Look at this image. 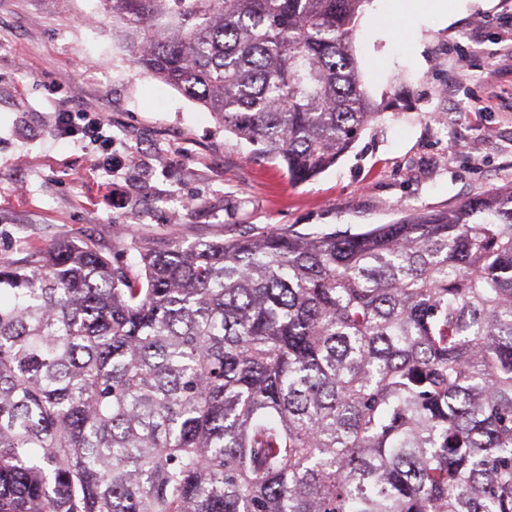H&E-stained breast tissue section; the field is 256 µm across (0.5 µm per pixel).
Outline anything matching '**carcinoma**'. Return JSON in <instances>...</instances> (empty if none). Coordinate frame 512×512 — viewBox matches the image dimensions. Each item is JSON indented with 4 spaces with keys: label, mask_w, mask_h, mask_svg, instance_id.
<instances>
[{
    "label": "carcinoma",
    "mask_w": 512,
    "mask_h": 512,
    "mask_svg": "<svg viewBox=\"0 0 512 512\" xmlns=\"http://www.w3.org/2000/svg\"><path fill=\"white\" fill-rule=\"evenodd\" d=\"M372 0H100L295 183L379 115ZM0 512H512V187L365 232L0 264Z\"/></svg>",
    "instance_id": "cac0c4a2"
}]
</instances>
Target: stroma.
<instances>
[{"label": "stroma", "instance_id": "stroma-1", "mask_svg": "<svg viewBox=\"0 0 512 512\" xmlns=\"http://www.w3.org/2000/svg\"><path fill=\"white\" fill-rule=\"evenodd\" d=\"M392 13L372 0L353 37L374 97L405 102L371 122L313 180L225 132L210 113L146 75L99 0H0V263L67 239L104 253L178 239L228 240L269 224L354 234L437 213L512 184V0L441 19L428 0ZM95 26H84L87 13ZM101 112L112 154L54 140L59 107ZM195 200L179 223L167 208Z\"/></svg>", "mask_w": 512, "mask_h": 512}]
</instances>
